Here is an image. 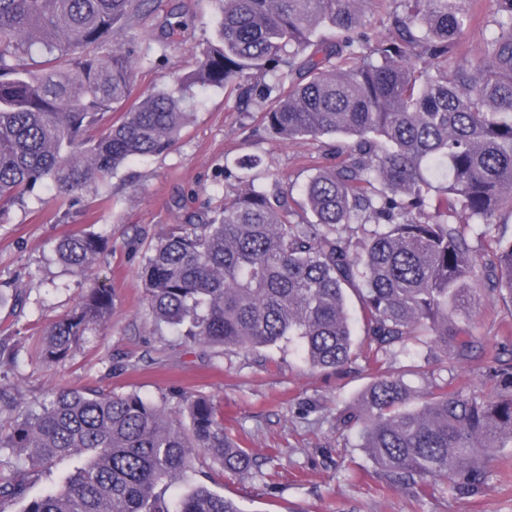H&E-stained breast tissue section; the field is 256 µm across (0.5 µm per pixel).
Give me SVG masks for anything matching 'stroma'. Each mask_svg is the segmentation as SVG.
I'll return each mask as SVG.
<instances>
[{"label":"stroma","instance_id":"obj_1","mask_svg":"<svg viewBox=\"0 0 512 512\" xmlns=\"http://www.w3.org/2000/svg\"><path fill=\"white\" fill-rule=\"evenodd\" d=\"M216 18L215 0H155L138 30L152 51L137 70L136 94L174 87L176 79L195 71ZM327 144L324 138L278 140L258 113L239 107L230 90L200 87L192 119L178 139L164 153L120 168L109 202L88 191L65 200L44 188L15 206L8 223L0 224V294L7 299L0 305V339L17 356L0 365V388L22 410L38 409L48 392L64 388L136 392L165 402L178 419L185 414V396L210 398L221 406L224 426L241 447L259 456L271 448L280 451L272 489L257 473L229 477L210 459L197 461L208 475L207 486L243 512H512V447L497 450L485 488L473 497L450 493L441 482L419 495L386 486L356 430L336 427L338 410L357 405L369 382L362 357L345 371H320L285 342L258 353L192 346L155 323L139 269L159 234L185 213L218 207L237 186L225 181V169L247 155L260 158L265 184L279 183L301 201L300 188L323 164ZM73 230L104 235L112 244L96 268L99 284L112 290V324L89 331L65 360L46 365L38 359L44 338L88 286L54 252L57 240ZM18 291L24 303L16 310L9 299ZM468 326L489 341L512 334V306L478 296ZM378 361L390 371L421 366L422 374L407 378L415 388L423 386L426 372L458 391L480 387L466 367L451 364L424 336L408 349L380 353ZM11 464L32 496L75 467L69 458L44 470L17 456Z\"/></svg>","mask_w":512,"mask_h":512}]
</instances>
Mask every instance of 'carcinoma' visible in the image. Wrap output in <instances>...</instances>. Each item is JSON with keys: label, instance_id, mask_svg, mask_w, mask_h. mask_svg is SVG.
Returning <instances> with one entry per match:
<instances>
[{"label": "carcinoma", "instance_id": "obj_1", "mask_svg": "<svg viewBox=\"0 0 512 512\" xmlns=\"http://www.w3.org/2000/svg\"><path fill=\"white\" fill-rule=\"evenodd\" d=\"M152 0H0V224L40 185L68 196L104 188L125 164L166 151L192 112V88L231 87L284 141L336 136L338 158L304 184L301 208L269 190L248 157L224 205L162 233L140 268L148 307L187 341L256 352L296 342L321 370L357 360L347 290L358 297L370 382L336 414L357 429L388 485L420 492L443 480L462 495L487 484L488 454L512 447V361L455 319L477 286L512 304V238L482 254L466 238L505 239L512 210V0H489L496 35L471 58L458 50L476 17L469 0H217L215 38L176 91L133 97L146 49L136 30ZM388 17L377 36L367 5ZM272 77V82L265 81ZM109 250L86 231L56 243L85 276ZM112 320L111 290L93 286L44 339L64 359ZM425 332L445 358L494 381L487 394L419 389L378 354ZM0 451L32 460L83 456L43 495L0 467V502L22 512H242L194 481L208 455L231 475L256 462L224 433L207 397L187 421L138 393L61 389L19 411L0 389ZM190 486L185 493L174 490Z\"/></svg>", "mask_w": 512, "mask_h": 512}]
</instances>
